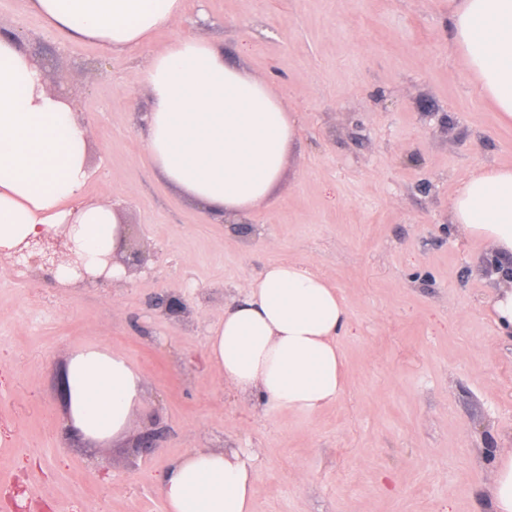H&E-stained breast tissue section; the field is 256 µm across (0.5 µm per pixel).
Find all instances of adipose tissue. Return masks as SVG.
I'll return each instance as SVG.
<instances>
[{
	"instance_id": "1",
	"label": "adipose tissue",
	"mask_w": 512,
	"mask_h": 512,
	"mask_svg": "<svg viewBox=\"0 0 512 512\" xmlns=\"http://www.w3.org/2000/svg\"><path fill=\"white\" fill-rule=\"evenodd\" d=\"M31 12L67 39L109 55L146 48L154 31L184 13V0H28ZM451 41L491 102L512 124V0H457ZM150 105L138 116L148 157L161 178L206 211L249 218L269 203L300 127L261 78L227 62L215 41L183 37L153 52L138 74ZM85 127L48 90L18 44L0 37V254L65 231L83 268L59 262L54 279L82 287L101 274L125 236L119 210L83 200L90 180ZM453 223L512 258V166L471 173L450 200ZM348 310L336 287L293 261L267 264L238 287L205 336L206 358L227 388L270 409L313 415L344 389L340 338ZM63 377L68 423L84 439L123 435L145 393L143 375L102 345L73 352ZM257 456L240 448H194L159 481L167 512H254Z\"/></svg>"
}]
</instances>
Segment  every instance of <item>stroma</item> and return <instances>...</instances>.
I'll return each instance as SVG.
<instances>
[{
	"label": "stroma",
	"instance_id": "35a3bbf8",
	"mask_svg": "<svg viewBox=\"0 0 512 512\" xmlns=\"http://www.w3.org/2000/svg\"><path fill=\"white\" fill-rule=\"evenodd\" d=\"M0 27L89 131L85 200L121 209L128 240L158 257L72 289L0 255V487L48 512H165L156 476L185 452L256 448L255 512H488L494 460L512 451V337L489 312L503 286L485 273L494 249L453 224L448 201L474 168L512 164V127L452 50L449 0H187L147 49L112 57L62 38L27 0H0ZM201 35L301 122L249 235L159 178L133 120L148 54ZM284 259L328 278L349 312L344 391L312 416L242 399L206 360L234 288ZM177 290L189 318L151 307ZM88 344L146 381L131 432L106 443L63 431L59 376ZM150 427L161 450L134 456Z\"/></svg>",
	"mask_w": 512,
	"mask_h": 512
}]
</instances>
